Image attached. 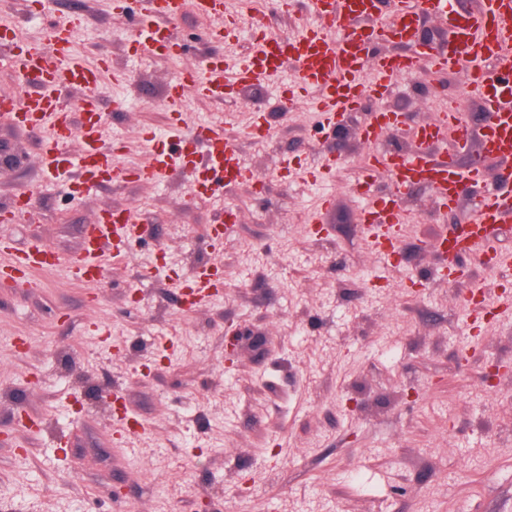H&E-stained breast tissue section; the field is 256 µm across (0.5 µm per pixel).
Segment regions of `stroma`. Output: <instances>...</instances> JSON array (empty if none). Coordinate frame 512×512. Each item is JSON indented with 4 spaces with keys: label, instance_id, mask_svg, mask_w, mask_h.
Wrapping results in <instances>:
<instances>
[{
    "label": "stroma",
    "instance_id": "obj_1",
    "mask_svg": "<svg viewBox=\"0 0 512 512\" xmlns=\"http://www.w3.org/2000/svg\"><path fill=\"white\" fill-rule=\"evenodd\" d=\"M72 16L83 20L73 55L107 53L131 75L102 85L107 142L136 163L140 132L167 133L170 77L217 50L215 22L186 9L176 32L196 34L194 49L145 62L111 0H45L28 34L45 40ZM425 81L431 95L398 101L408 127L460 95L465 74ZM278 96L263 86L226 108L238 126L266 115L269 136L245 156L272 190L260 206L238 190L242 232L222 245L217 290L195 310L169 282L192 285L211 257L215 203H188L181 175L68 199L69 178L43 173L35 140L0 119V207L30 190L44 216L0 233L68 257L101 210L144 218L142 247L96 287L63 265L28 287L0 283V512H226L234 496L248 512H512V384L491 395L485 378L497 362L512 377V313L474 323L463 287L419 279L438 259L417 241L465 223L472 198L439 214L427 191L413 192L402 253L384 264L351 189L365 163L358 120L329 138ZM316 149L344 159L327 181L279 172L282 157L304 164ZM324 193L334 203L315 229L306 217Z\"/></svg>",
    "mask_w": 512,
    "mask_h": 512
}]
</instances>
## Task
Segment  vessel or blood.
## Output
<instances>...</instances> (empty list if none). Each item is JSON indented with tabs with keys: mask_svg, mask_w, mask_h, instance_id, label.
Instances as JSON below:
<instances>
[{
	"mask_svg": "<svg viewBox=\"0 0 512 512\" xmlns=\"http://www.w3.org/2000/svg\"><path fill=\"white\" fill-rule=\"evenodd\" d=\"M184 6L185 0H143L135 20L136 52L181 56L184 47L171 24ZM194 6L199 14L217 19L211 32L216 43L238 41L240 20L225 13L224 0H194ZM306 6L312 20L297 35L279 36L262 23L245 52L231 58L214 55L203 67L180 71L166 87L168 133L162 139L142 134L146 161L141 166L123 167L102 144L97 88L110 63L102 57L90 64L71 54L69 45L80 19L55 26L42 43L21 38L13 27L0 29V67L18 75L32 69L40 74L39 85L24 92L23 103L0 109V116L17 128L40 133L42 166L53 174L62 167L70 170L75 184L87 193L121 178L157 185L174 175L199 171L244 185L259 175L241 158L236 136L225 130L220 119L187 128L183 118L187 95L232 98L256 83L270 81L289 100H306L308 111L318 113L323 126L333 129L360 110L365 100L385 98L398 79L416 75L420 65L436 72L463 67L465 91L479 97L483 123L471 128L454 98L431 122L412 128L410 151L370 154L355 181L361 199L359 222L370 251L389 256L399 252L411 225L406 195L425 188L440 208L451 210L475 190L479 199L466 233L444 231L432 243L438 257L437 278L454 285L463 280L466 263L512 262V254L499 247L502 226L512 222V194L489 183L486 167L490 158L512 161V0H306ZM429 18L442 22L448 39L422 41L420 25ZM65 88L81 91L85 122L75 123L71 112L60 109L59 92ZM402 126L398 112L379 108L359 127L357 137L362 144L375 146ZM74 140L80 141V149L66 152V145ZM461 155L466 156V165L458 164ZM384 176L391 185L387 194L374 188ZM139 236L133 208L105 211L82 232L79 251L70 262L74 276L97 283L103 270L99 256L108 252L116 259L125 257ZM59 262L58 253L49 247L0 239L2 279L26 284L35 270Z\"/></svg>",
	"mask_w": 512,
	"mask_h": 512,
	"instance_id": "b4317fda",
	"label": "vessel or blood"
}]
</instances>
